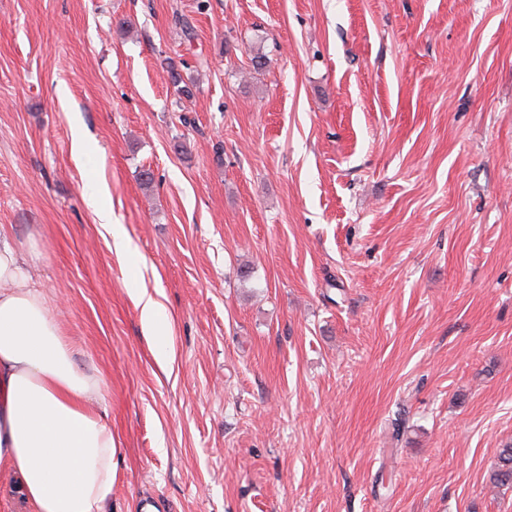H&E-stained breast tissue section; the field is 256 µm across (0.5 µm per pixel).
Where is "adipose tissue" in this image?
<instances>
[{"mask_svg":"<svg viewBox=\"0 0 512 512\" xmlns=\"http://www.w3.org/2000/svg\"><path fill=\"white\" fill-rule=\"evenodd\" d=\"M102 397L0 228V472L31 512H106L118 447Z\"/></svg>","mask_w":512,"mask_h":512,"instance_id":"adipose-tissue-1","label":"adipose tissue"}]
</instances>
